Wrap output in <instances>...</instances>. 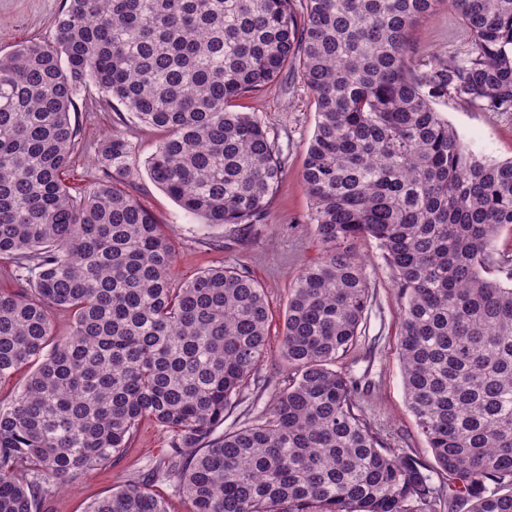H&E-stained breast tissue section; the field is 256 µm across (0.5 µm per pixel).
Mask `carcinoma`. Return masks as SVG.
<instances>
[{
    "instance_id": "obj_1",
    "label": "carcinoma",
    "mask_w": 512,
    "mask_h": 512,
    "mask_svg": "<svg viewBox=\"0 0 512 512\" xmlns=\"http://www.w3.org/2000/svg\"><path fill=\"white\" fill-rule=\"evenodd\" d=\"M438 0H68L54 44L0 55V512H40L110 463L149 418L170 432L149 477L193 512H512V160L473 153L433 100L512 112V0H450L471 35L425 64L410 31ZM293 69L317 114L303 183L322 244L288 295L287 381L250 422L216 435L261 389L269 310L235 266L176 286L174 244L131 187L114 133L81 195L63 180L90 84L161 138L144 166L207 224H257L279 153L237 98ZM375 241L400 296L399 358L430 468L395 447L336 367L366 321ZM69 314V335L53 332ZM87 512H168L129 484Z\"/></svg>"
}]
</instances>
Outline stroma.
Instances as JSON below:
<instances>
[{
	"instance_id": "stroma-1",
	"label": "stroma",
	"mask_w": 512,
	"mask_h": 512,
	"mask_svg": "<svg viewBox=\"0 0 512 512\" xmlns=\"http://www.w3.org/2000/svg\"><path fill=\"white\" fill-rule=\"evenodd\" d=\"M64 6L65 0H0V50L10 51L26 41L52 42L55 20ZM469 41L449 0H439L433 15L418 20L411 30V57L425 63L446 51L466 50ZM434 107L475 154L497 162L512 159V112H489L451 98L436 100ZM237 109L252 113L262 122L284 166L283 182L262 223H203L184 212L144 172L136 179L133 193L167 225L175 240L171 270L174 283L226 264L248 271L265 285L271 327L269 363L263 371L269 374L273 362L280 358L289 290L301 270L321 253L314 227L307 222L312 200L302 181L316 112L310 90L290 70L283 71L270 88L238 100ZM71 121L78 129L79 146L65 171V180L76 193L87 190L96 176L98 151L108 136L121 133L142 161L155 151L160 138L126 106L107 100L93 85L77 96ZM349 248L366 264L371 296L365 336L351 367L355 378L371 383L361 405L379 424L398 432L405 447L422 462L433 464V456L406 405L393 276L374 241L357 239ZM169 438V432L153 421H142L131 448L101 470L74 481L68 490L48 497L43 512H86L88 506L112 490L142 481L151 468L158 466Z\"/></svg>"
}]
</instances>
